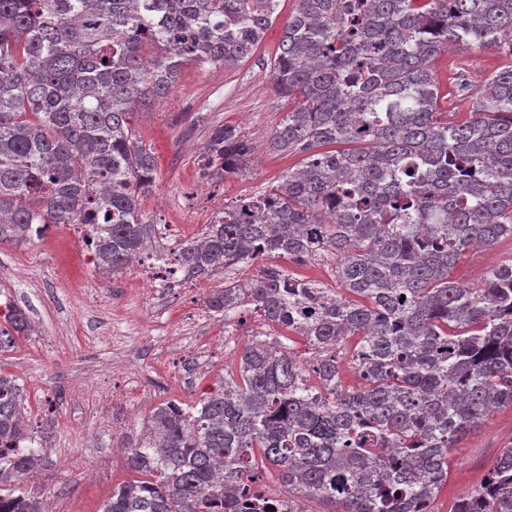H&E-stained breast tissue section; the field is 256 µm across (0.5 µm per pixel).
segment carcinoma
Instances as JSON below:
<instances>
[{
  "label": "carcinoma",
  "mask_w": 512,
  "mask_h": 512,
  "mask_svg": "<svg viewBox=\"0 0 512 512\" xmlns=\"http://www.w3.org/2000/svg\"><path fill=\"white\" fill-rule=\"evenodd\" d=\"M279 2L0 0V244L74 224L114 275L142 255L186 283L250 264L206 307L288 331L247 341L194 405L158 406L126 448L144 479L112 488L99 512H269L258 451L296 502L421 512L460 437L512 406V265L491 267L481 288L452 278L470 248L512 239V64L455 121L432 68L454 41L512 55V0H295L272 67L288 112L269 147L303 154L302 166L160 252L140 209L155 158L131 110L168 97L188 61L251 55ZM146 44L161 54L145 57ZM252 153L220 125L198 155L202 177L242 176ZM329 253L338 288L263 264ZM4 318L28 328L17 307ZM25 401L0 374V512H44L21 485L43 458L14 447L34 435ZM450 512H512L511 445Z\"/></svg>",
  "instance_id": "cac0c4a2"
}]
</instances>
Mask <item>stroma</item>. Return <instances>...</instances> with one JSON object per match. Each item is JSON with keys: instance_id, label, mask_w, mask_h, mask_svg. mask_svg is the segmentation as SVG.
<instances>
[{"instance_id": "35a3bbf8", "label": "stroma", "mask_w": 512, "mask_h": 512, "mask_svg": "<svg viewBox=\"0 0 512 512\" xmlns=\"http://www.w3.org/2000/svg\"><path fill=\"white\" fill-rule=\"evenodd\" d=\"M293 8L294 0H281L262 43L237 65L184 64L167 98L133 112L136 137L157 163L156 180L140 199L146 222L177 225L184 237L197 234L225 203L278 184L299 165L301 154L269 147L288 110L271 64ZM511 62L504 53L451 44L434 62L441 110L450 119L463 118L468 102L458 83L476 88ZM224 123L236 126L255 152L245 176L209 183L200 176L197 158L210 127ZM495 263H512V241L470 249L454 278L477 287ZM253 273L241 264L227 275L189 283L134 269L106 278L96 271L79 228L70 224L51 225L31 245H0V304L13 300L38 327L0 352V373L23 385L32 426L52 423L43 436L51 454L37 471L35 491L72 512H98L114 486L135 480L123 446L156 406L193 403L236 364L244 342L280 336V327L254 315L228 323L206 306L225 277L246 279ZM130 375L141 392L127 397L124 419L86 442L85 429L95 427L102 411V393L122 392ZM507 445H512V406L470 429L450 452L448 482L432 503L433 512H449Z\"/></svg>"}]
</instances>
